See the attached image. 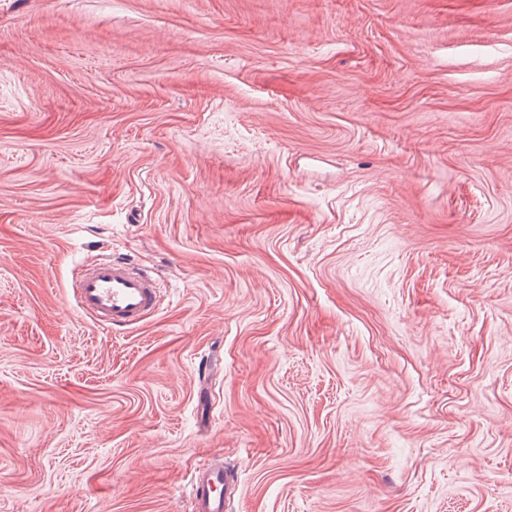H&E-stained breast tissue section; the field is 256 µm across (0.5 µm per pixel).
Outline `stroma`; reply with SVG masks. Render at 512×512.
<instances>
[{
	"label": "stroma",
	"mask_w": 512,
	"mask_h": 512,
	"mask_svg": "<svg viewBox=\"0 0 512 512\" xmlns=\"http://www.w3.org/2000/svg\"><path fill=\"white\" fill-rule=\"evenodd\" d=\"M219 453L229 512H512V0H0V512ZM158 288L147 275L112 258L80 267L72 283L78 309L108 330L130 328L156 311Z\"/></svg>",
	"instance_id": "35a3bbf8"
}]
</instances>
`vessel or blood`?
Wrapping results in <instances>:
<instances>
[{
    "mask_svg": "<svg viewBox=\"0 0 512 512\" xmlns=\"http://www.w3.org/2000/svg\"><path fill=\"white\" fill-rule=\"evenodd\" d=\"M72 291L78 309L109 330L135 326L159 307L157 283L112 258L80 267ZM228 483L223 464L207 460L199 464L189 482L192 512H225Z\"/></svg>",
    "mask_w": 512,
    "mask_h": 512,
    "instance_id": "1",
    "label": "vessel or blood"
}]
</instances>
